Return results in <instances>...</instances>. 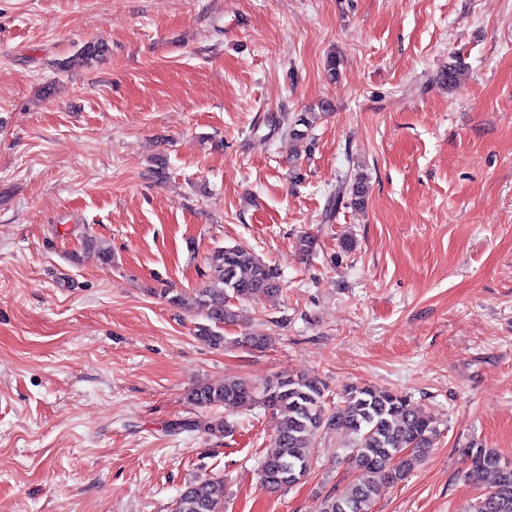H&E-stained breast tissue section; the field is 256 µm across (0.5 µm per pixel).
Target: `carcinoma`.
Instances as JSON below:
<instances>
[{
    "mask_svg": "<svg viewBox=\"0 0 512 512\" xmlns=\"http://www.w3.org/2000/svg\"><path fill=\"white\" fill-rule=\"evenodd\" d=\"M108 52L103 42L88 43L62 67L99 62ZM321 118L319 112H301L286 123L276 121L275 126L285 138L299 141ZM345 198L353 206L365 204L363 176H355L349 186L336 190V201ZM282 291V275L276 266L243 246L233 245L215 251L207 281L196 289L193 300L172 288L163 289L162 296L174 306L186 308L193 303L203 308L207 323L197 326V336L210 346L222 347L227 342L224 324L237 317L230 306L232 299L271 298ZM233 344L263 350L269 338L246 333ZM326 391L325 383L314 375L279 378L260 390L232 378L198 385L187 394V400L197 408L261 404L272 412L273 451L263 459L260 470L262 487L272 492L304 479L312 466L317 433L334 428L346 431L347 441L342 447L349 449L346 460L355 478L325 500L322 512H373L382 487L405 479L433 446L436 421L416 412L410 399L399 391L352 386L332 407L326 402ZM466 454L469 465L465 479L481 489L467 512H512V464L504 463L491 448H469ZM490 474L494 479L489 483ZM174 512H224V480L206 478L186 486L176 499Z\"/></svg>",
    "mask_w": 512,
    "mask_h": 512,
    "instance_id": "1",
    "label": "carcinoma"
}]
</instances>
